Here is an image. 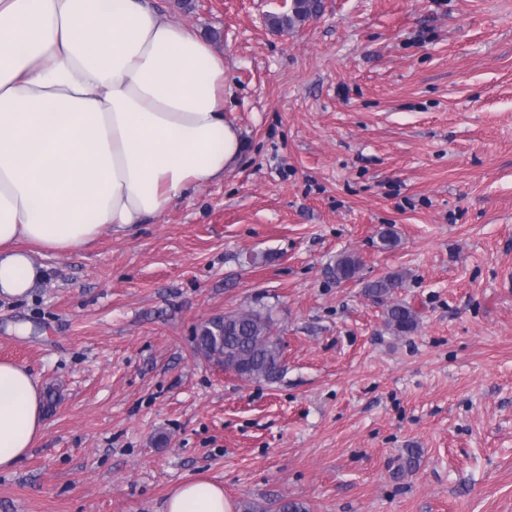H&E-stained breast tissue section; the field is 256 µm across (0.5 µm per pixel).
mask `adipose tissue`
Listing matches in <instances>:
<instances>
[{
	"label": "adipose tissue",
	"mask_w": 512,
	"mask_h": 512,
	"mask_svg": "<svg viewBox=\"0 0 512 512\" xmlns=\"http://www.w3.org/2000/svg\"><path fill=\"white\" fill-rule=\"evenodd\" d=\"M243 149L224 117V58L149 0H0V295L42 276L29 243L76 252L223 179ZM44 422L31 372L0 362V470ZM165 512H231L194 479Z\"/></svg>",
	"instance_id": "adipose-tissue-1"
}]
</instances>
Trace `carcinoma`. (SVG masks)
Returning <instances> with one entry per match:
<instances>
[{
  "mask_svg": "<svg viewBox=\"0 0 512 512\" xmlns=\"http://www.w3.org/2000/svg\"><path fill=\"white\" fill-rule=\"evenodd\" d=\"M322 0H293L291 12L270 17L276 29H290L296 24L317 16ZM360 262L352 254H342L333 268L336 281L353 279ZM405 275L391 272L365 285V293L386 304L385 322L398 335L417 327L418 314L409 304L393 301L391 296L403 287ZM196 350L206 358L224 366L243 380L273 381L284 372L280 340L273 335L271 312L257 309L226 314L221 319H210L196 331Z\"/></svg>",
  "mask_w": 512,
  "mask_h": 512,
  "instance_id": "cac0c4a2",
  "label": "carcinoma"
}]
</instances>
